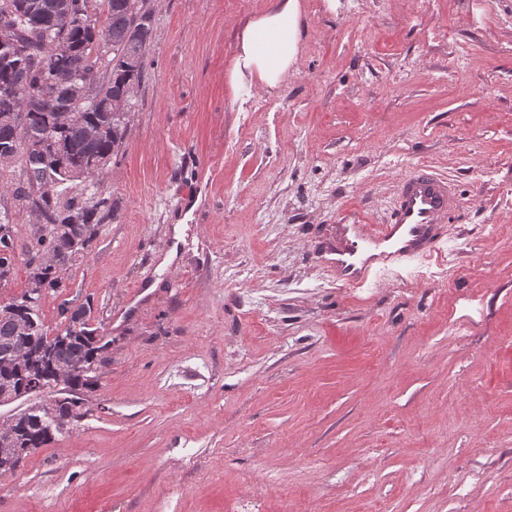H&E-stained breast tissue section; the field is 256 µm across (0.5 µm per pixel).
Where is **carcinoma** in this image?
<instances>
[{
  "instance_id": "carcinoma-1",
  "label": "carcinoma",
  "mask_w": 512,
  "mask_h": 512,
  "mask_svg": "<svg viewBox=\"0 0 512 512\" xmlns=\"http://www.w3.org/2000/svg\"><path fill=\"white\" fill-rule=\"evenodd\" d=\"M144 0H0V84L19 88L21 110L0 93V157L21 159L25 184L13 196L36 214L26 245L29 283L22 297L35 320L18 330L21 311H0V363L16 350H26L23 364L0 370V382L13 386L34 377L43 391L54 394L53 409L69 424L80 417L84 392L98 385L110 343L90 327L91 306L71 312L69 301L58 306L61 329L50 336L44 328L42 297L67 287L41 260L50 256L69 272L91 247L100 224L114 217L117 206L101 190L103 170L118 158L131 113L112 111V102L128 88L140 86L147 68L150 40L132 48L128 33L141 26ZM63 41L68 53L58 56L52 43ZM78 79L104 73L91 95L77 98L60 87L54 74ZM68 121L58 124L57 114ZM81 172L82 195L61 200L56 187ZM16 262L14 229L8 211H0V273H11ZM72 368L67 387L54 386L55 370ZM54 432L32 421L17 424L20 447L35 451L50 444Z\"/></svg>"
}]
</instances>
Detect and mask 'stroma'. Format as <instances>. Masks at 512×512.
Instances as JSON below:
<instances>
[{
	"label": "stroma",
	"instance_id": "obj_1",
	"mask_svg": "<svg viewBox=\"0 0 512 512\" xmlns=\"http://www.w3.org/2000/svg\"><path fill=\"white\" fill-rule=\"evenodd\" d=\"M269 3L153 0L116 217L41 301L51 335L90 304L109 362L0 512H512V0H300L242 112ZM419 163L461 199L443 251L342 286L315 240ZM301 36L299 0H272L265 12L242 29L230 85L239 110L251 100L255 85L276 89L288 83Z\"/></svg>",
	"mask_w": 512,
	"mask_h": 512
}]
</instances>
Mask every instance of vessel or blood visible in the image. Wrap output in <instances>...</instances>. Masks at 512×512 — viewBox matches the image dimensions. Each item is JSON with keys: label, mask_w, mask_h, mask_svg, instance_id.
<instances>
[{"label": "vessel or blood", "mask_w": 512, "mask_h": 512, "mask_svg": "<svg viewBox=\"0 0 512 512\" xmlns=\"http://www.w3.org/2000/svg\"><path fill=\"white\" fill-rule=\"evenodd\" d=\"M459 207L445 178L427 166H416L400 178L381 220L353 211L329 225L315 247V261L337 282L364 287L372 274L441 251L444 226Z\"/></svg>", "instance_id": "vessel-or-blood-1"}]
</instances>
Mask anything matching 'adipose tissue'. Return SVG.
<instances>
[{
  "instance_id": "1",
  "label": "adipose tissue",
  "mask_w": 512,
  "mask_h": 512,
  "mask_svg": "<svg viewBox=\"0 0 512 512\" xmlns=\"http://www.w3.org/2000/svg\"><path fill=\"white\" fill-rule=\"evenodd\" d=\"M301 36L299 0H272L242 29L230 85L239 105L249 103L254 86L276 89L294 73Z\"/></svg>"
}]
</instances>
